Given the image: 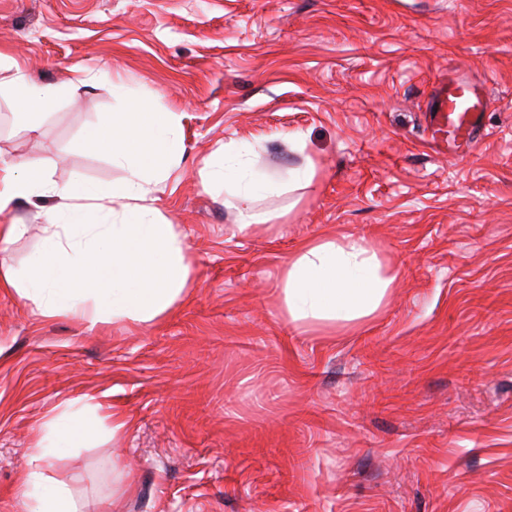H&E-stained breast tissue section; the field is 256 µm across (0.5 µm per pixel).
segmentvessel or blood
I'll use <instances>...</instances> for the list:
<instances>
[{"instance_id":"1","label":"vessel or blood","mask_w":512,"mask_h":512,"mask_svg":"<svg viewBox=\"0 0 512 512\" xmlns=\"http://www.w3.org/2000/svg\"><path fill=\"white\" fill-rule=\"evenodd\" d=\"M434 110L448 129L449 152L473 147L485 134L482 126L485 96L467 79L457 78L446 83L434 103Z\"/></svg>"}]
</instances>
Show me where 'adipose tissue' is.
<instances>
[{
    "label": "adipose tissue",
    "mask_w": 512,
    "mask_h": 512,
    "mask_svg": "<svg viewBox=\"0 0 512 512\" xmlns=\"http://www.w3.org/2000/svg\"><path fill=\"white\" fill-rule=\"evenodd\" d=\"M130 139L118 128L112 133V160L130 176L109 189L52 181L35 161L0 163V215L19 199L47 205L43 248L21 274L0 260V288L14 289L44 318L73 317L91 326L111 317L147 323L169 314L188 288L192 267L185 243L154 205L158 184L181 159L180 117L150 113L139 145L131 146ZM200 176L206 184L229 185L240 229L275 220V213L252 207L251 194L260 182L239 156L224 152L220 164H206ZM394 280L365 240L309 241L283 271L288 317L294 322L370 317ZM88 408L83 398H73L45 420L24 473L31 512H80L71 488L47 476L46 469L63 449L97 437Z\"/></svg>",
    "instance_id": "ef3b65f1"
}]
</instances>
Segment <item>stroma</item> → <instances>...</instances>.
Segmentation results:
<instances>
[{
    "label": "stroma",
    "instance_id": "obj_1",
    "mask_svg": "<svg viewBox=\"0 0 512 512\" xmlns=\"http://www.w3.org/2000/svg\"><path fill=\"white\" fill-rule=\"evenodd\" d=\"M0 53L2 87L69 85L35 131L0 96V161L53 181L127 177L85 144L127 109L113 85L181 114L156 206L192 265L149 323L90 329L0 292V512H27V455L80 396L101 435L47 474L83 512H512V0H0ZM456 77L488 98L462 156L425 114ZM226 146L274 183L254 198L274 223L238 229L203 189ZM309 160L313 183L287 185ZM8 215L20 269L45 218ZM349 236L396 276L381 308L291 321L289 259Z\"/></svg>",
    "mask_w": 512,
    "mask_h": 512
}]
</instances>
